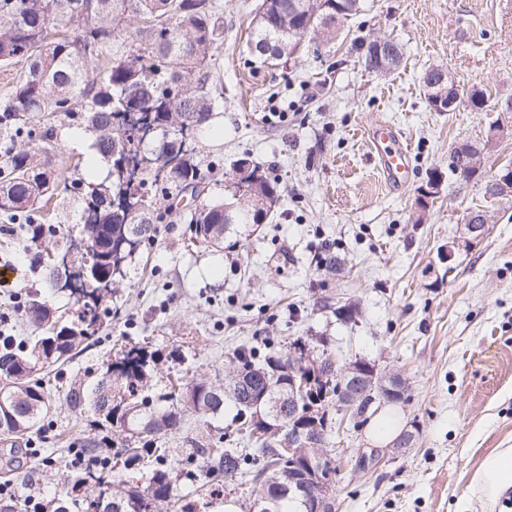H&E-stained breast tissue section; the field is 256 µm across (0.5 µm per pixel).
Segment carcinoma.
I'll return each mask as SVG.
<instances>
[{
	"mask_svg": "<svg viewBox=\"0 0 512 512\" xmlns=\"http://www.w3.org/2000/svg\"><path fill=\"white\" fill-rule=\"evenodd\" d=\"M262 16L252 20L250 40L257 46L284 49L307 34L330 39L336 25L361 11L363 0H261ZM135 23V38L119 56L108 52L115 28ZM224 44V6L219 0H0V65L24 61L27 72L0 100V126L9 132L0 168V212L26 226L34 243L48 234L31 222L33 213L51 198L61 175L48 151L29 143L51 136L35 126L45 116H63L93 133L92 153L112 160L106 177L96 182L74 179L64 189L82 201L81 238L64 251L44 246L36 262L50 290H66L81 308L77 320L60 323L62 314L48 297H27L25 316L38 336L0 339V437L16 443L49 423L50 393L41 371H52L89 346L104 319L105 303L119 287L117 275L128 259L151 245L156 224L164 218L159 199L171 198L203 183L194 162L191 137L204 127L219 105L213 86L212 51ZM97 61L103 75L89 79ZM182 98L172 99L174 90ZM156 127L150 139L135 137L137 125ZM458 154L456 172L481 151L472 144ZM233 169L225 191L237 203L232 219L224 218V201L201 204L186 213L191 236L187 246L224 250L233 225L264 224L279 200L277 183L247 158ZM136 178H131L132 172ZM155 355L133 346L108 364L101 376L72 383L64 395L71 410L88 408L96 424L123 435L125 444L112 454L99 450L93 438L66 449L73 490L86 489L84 512H99L96 499L112 500V512H150L164 503L180 509L175 495L171 449L167 436L181 429L184 416L210 423L224 414V401L236 409L237 431L253 445L241 453L223 447L226 434L193 441L184 461H199L206 477L236 479L247 495L275 502L274 512H303L296 493L299 457L284 461L277 454L278 431L290 422H317L329 448L336 426V403L328 392L344 382L336 376L330 355L316 366L322 379L315 392L301 399L298 417L278 418L266 406L272 394L288 391V381L304 367L291 364V352L260 356L254 347L234 351L227 378L210 382L193 369L182 371L177 384L155 399L149 394L148 370ZM142 471L144 482L112 476Z\"/></svg>",
	"mask_w": 512,
	"mask_h": 512,
	"instance_id": "cac0c4a2",
	"label": "carcinoma"
}]
</instances>
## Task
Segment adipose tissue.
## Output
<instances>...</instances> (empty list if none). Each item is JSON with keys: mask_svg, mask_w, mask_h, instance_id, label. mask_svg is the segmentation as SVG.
Returning a JSON list of instances; mask_svg holds the SVG:
<instances>
[{"mask_svg": "<svg viewBox=\"0 0 512 512\" xmlns=\"http://www.w3.org/2000/svg\"><path fill=\"white\" fill-rule=\"evenodd\" d=\"M512 490V448L491 449L482 459L470 480L469 500L463 501V512L480 504L483 512H495L501 497Z\"/></svg>", "mask_w": 512, "mask_h": 512, "instance_id": "ef3b65f1", "label": "adipose tissue"}]
</instances>
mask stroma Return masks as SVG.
I'll return each mask as SVG.
<instances>
[{
    "mask_svg": "<svg viewBox=\"0 0 512 512\" xmlns=\"http://www.w3.org/2000/svg\"><path fill=\"white\" fill-rule=\"evenodd\" d=\"M224 44L213 59L220 106L195 137V161L206 179L204 200L223 197L237 159L260 163L281 197L272 220L227 236V249L188 250L183 203L162 202L155 242L129 262L108 295L112 316L102 339L52 382L99 376L125 350L141 346L158 361L154 394L187 368L223 379L235 349L269 354L294 339L326 343L338 361L364 358L405 380L396 403L413 447L376 442L367 423H344L331 437L336 459L335 512H457L480 460L512 448V197L487 191L512 161V0H367L366 11L336 28L328 45L305 42L279 65L251 61L247 35L259 0H222ZM403 47L396 71L364 69L358 47L378 36ZM441 66L465 87L485 90L484 109L460 104L437 112L421 78ZM387 121L408 148L412 171L401 189L386 185L366 131ZM50 147L65 178L85 177L92 135L83 148L62 133L70 120L49 121ZM499 127L489 139L491 127ZM482 147L469 178L451 172L457 142ZM441 187L418 205L431 179ZM483 211L485 235L469 238L464 217ZM81 202L61 195L44 209L53 240L77 236ZM27 234L0 214V336H29L23 302L42 287ZM336 259L335 269L322 264ZM355 305L349 320L330 304ZM92 411L54 414L32 435V458L9 462L0 442V483L9 498L44 499L62 489L64 450L85 437ZM191 512H247L239 482L196 490L175 481Z\"/></svg>",
    "mask_w": 512,
    "mask_h": 512,
    "instance_id": "stroma-1",
    "label": "stroma"
}]
</instances>
